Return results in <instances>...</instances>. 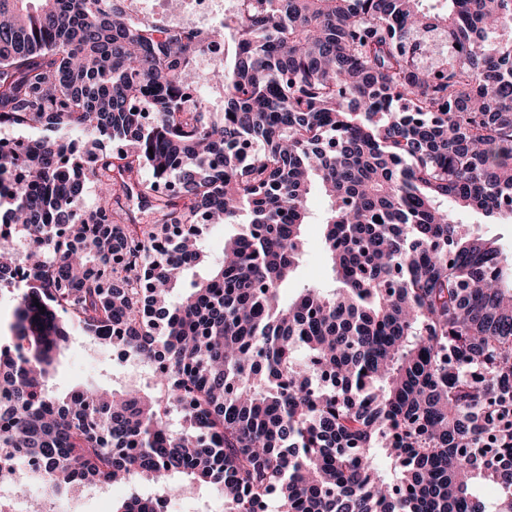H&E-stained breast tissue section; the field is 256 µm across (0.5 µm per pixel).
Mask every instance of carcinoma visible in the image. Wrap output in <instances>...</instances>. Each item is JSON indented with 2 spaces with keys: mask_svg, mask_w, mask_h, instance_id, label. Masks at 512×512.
<instances>
[{
  "mask_svg": "<svg viewBox=\"0 0 512 512\" xmlns=\"http://www.w3.org/2000/svg\"><path fill=\"white\" fill-rule=\"evenodd\" d=\"M422 2L238 0L202 32L129 0H0V129L43 132L0 146V448L31 482L184 476L224 512H512V280L448 210L512 218V0ZM220 35L197 72L224 79L213 112L182 76ZM313 187L333 286L284 304ZM245 212L172 303L197 225ZM77 334L157 395H57Z\"/></svg>",
  "mask_w": 512,
  "mask_h": 512,
  "instance_id": "1",
  "label": "carcinoma"
}]
</instances>
